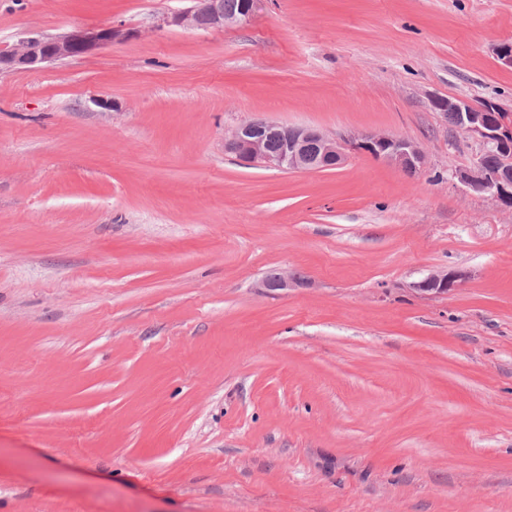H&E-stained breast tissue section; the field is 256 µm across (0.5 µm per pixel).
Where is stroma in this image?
Here are the masks:
<instances>
[{"label": "stroma", "mask_w": 512, "mask_h": 512, "mask_svg": "<svg viewBox=\"0 0 512 512\" xmlns=\"http://www.w3.org/2000/svg\"><path fill=\"white\" fill-rule=\"evenodd\" d=\"M184 6L0 0V49L134 33L0 74V512H512V211L452 179L475 146L429 102L512 110V0L157 30ZM253 118L427 165L249 166ZM133 36L132 31L114 24L94 29L74 26L56 36H26L11 48L0 51V73L40 70L56 61L87 55Z\"/></svg>", "instance_id": "1"}]
</instances>
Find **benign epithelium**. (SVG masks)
<instances>
[{
    "label": "benign epithelium",
    "instance_id": "benign-epithelium-1",
    "mask_svg": "<svg viewBox=\"0 0 512 512\" xmlns=\"http://www.w3.org/2000/svg\"><path fill=\"white\" fill-rule=\"evenodd\" d=\"M189 2L190 6L164 15L156 28L197 31V19L201 15L208 18L209 28L213 30L243 24L252 15L254 0H239L235 12L224 10V0ZM134 36V32L114 24L94 29L75 26L56 36H26L11 48L0 51V73L40 70L56 61L87 55ZM431 106L440 112L453 113L455 127L477 146L472 164L454 171L452 177L472 192L511 208L512 179L486 168L484 160L495 155L505 167H512V112L491 100L475 104L443 96L431 97ZM271 133L279 134L281 139V146L275 152L266 149L265 140ZM224 150L248 165L300 172L334 168L345 162L349 152L358 150L409 172L425 167L427 161L422 145L406 137L370 132L338 139L314 127L281 125L265 119L243 123L225 135ZM295 279V274L282 271L272 279L262 280L258 288L264 293L284 289ZM453 281L454 277L437 272L413 287L423 292L445 293Z\"/></svg>",
    "mask_w": 512,
    "mask_h": 512
}]
</instances>
